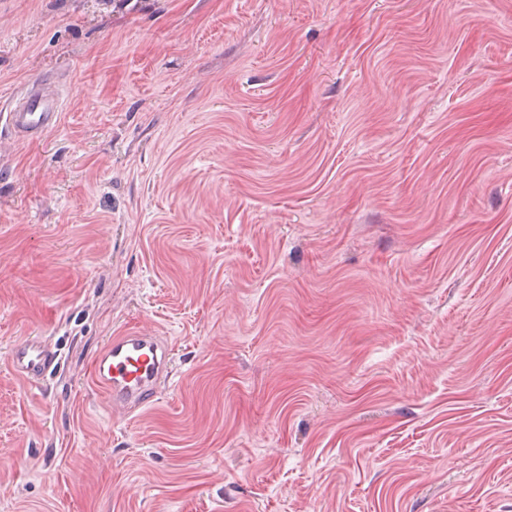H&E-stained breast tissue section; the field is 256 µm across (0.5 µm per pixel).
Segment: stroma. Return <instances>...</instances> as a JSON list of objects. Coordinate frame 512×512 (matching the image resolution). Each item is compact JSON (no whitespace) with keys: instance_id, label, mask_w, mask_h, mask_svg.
Here are the masks:
<instances>
[{"instance_id":"1","label":"stroma","mask_w":512,"mask_h":512,"mask_svg":"<svg viewBox=\"0 0 512 512\" xmlns=\"http://www.w3.org/2000/svg\"><path fill=\"white\" fill-rule=\"evenodd\" d=\"M45 75L60 126L0 129V512H512V0H0V101ZM126 331L173 354L131 419ZM172 351L159 336H112L92 367L93 380L109 394L113 416L131 418L147 408L171 372ZM56 360V351L39 337H26L16 342L7 358L12 371L29 383L43 380Z\"/></svg>"}]
</instances>
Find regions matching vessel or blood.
I'll list each match as a JSON object with an SVG mask.
<instances>
[{
	"label": "vessel or blood",
	"instance_id": "obj_1",
	"mask_svg": "<svg viewBox=\"0 0 512 512\" xmlns=\"http://www.w3.org/2000/svg\"><path fill=\"white\" fill-rule=\"evenodd\" d=\"M46 78L33 79L0 113L16 140L29 141L57 128L62 120V91L50 90ZM57 355L42 338L16 342L8 354L12 371L27 382L44 379ZM172 351L160 337L127 332L106 344L96 357L92 376L109 394L111 415L131 418L147 408L171 372Z\"/></svg>",
	"mask_w": 512,
	"mask_h": 512
}]
</instances>
